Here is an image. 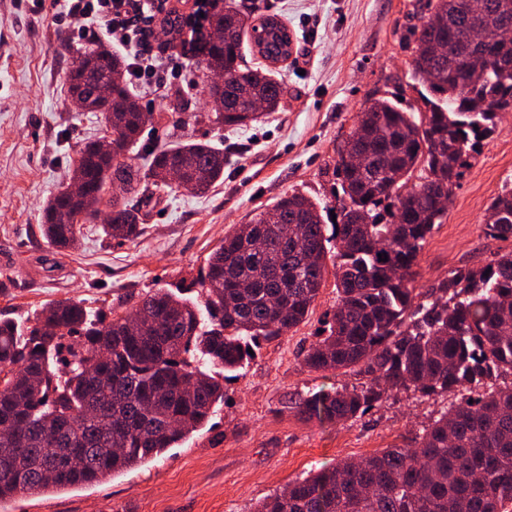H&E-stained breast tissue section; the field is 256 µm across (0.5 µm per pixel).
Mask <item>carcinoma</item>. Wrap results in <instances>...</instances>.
<instances>
[{
  "instance_id": "carcinoma-1",
  "label": "carcinoma",
  "mask_w": 512,
  "mask_h": 512,
  "mask_svg": "<svg viewBox=\"0 0 512 512\" xmlns=\"http://www.w3.org/2000/svg\"><path fill=\"white\" fill-rule=\"evenodd\" d=\"M505 0H427L409 64L424 108L394 98L365 103L337 151L339 220L292 192L224 236L196 281L204 310L159 288L124 314L57 300L22 324L0 316V503L17 496L92 485L182 445L224 405L227 373L253 359L248 349L280 339L309 315L328 267L336 307L303 357L315 371H352L364 382L319 390L294 403L300 418L331 423L365 414L393 390L446 397L422 435L357 461L343 460L264 499L255 512H507L512 503V253L478 269L458 268L417 287L419 257L480 137L512 112V66L492 34ZM202 46L213 122L243 127L259 101L275 110L283 92L272 71L242 64L247 18L230 7ZM127 61L104 44L67 73L74 112H95L117 134L112 149L89 141L68 181L47 201L42 235L74 245L101 205L106 237L135 239L139 210L117 195L145 181L173 192L177 167L204 194L224 177V150L188 141L151 152L142 170L126 161L153 113L128 89ZM485 229L512 238V183L486 209ZM333 248H328V244ZM386 254L388 261L379 260Z\"/></svg>"
}]
</instances>
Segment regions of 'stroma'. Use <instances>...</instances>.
Returning a JSON list of instances; mask_svg holds the SVG:
<instances>
[{
	"instance_id": "1",
	"label": "stroma",
	"mask_w": 512,
	"mask_h": 512,
	"mask_svg": "<svg viewBox=\"0 0 512 512\" xmlns=\"http://www.w3.org/2000/svg\"><path fill=\"white\" fill-rule=\"evenodd\" d=\"M250 21L275 15L295 36L278 69L286 87L279 111L241 129L207 120L214 106L201 71L192 86L160 93L131 154L204 140L224 147V177L208 193L179 189L152 199L142 235L117 243L85 225L76 248L47 245L43 207L69 173L79 147L102 134L95 113L69 106L66 75L87 47L51 19V0H0V313L23 320L44 303L70 298L92 310L120 308L132 296L192 286L232 227L293 191L329 210L338 204L326 174L354 131L367 98L399 93L418 104L408 75L425 0H225ZM184 105L170 111L171 100ZM512 180V112L482 141L448 201L444 224L421 253L417 285L457 268H479L512 252V239L484 233L492 198ZM336 304L326 274L306 322L262 344L242 375L224 382V404L207 426L145 466L45 496L0 503V512H253L288 483L345 458L410 442L444 410L442 400L395 393L344 423L301 419L286 404L354 373L312 371L303 355Z\"/></svg>"
}]
</instances>
